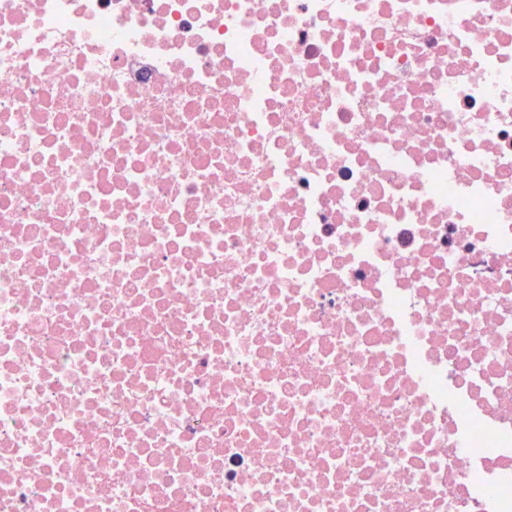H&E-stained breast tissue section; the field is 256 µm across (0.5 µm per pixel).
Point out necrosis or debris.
<instances>
[{
    "instance_id": "4bbe7bcc",
    "label": "necrosis or debris",
    "mask_w": 512,
    "mask_h": 512,
    "mask_svg": "<svg viewBox=\"0 0 512 512\" xmlns=\"http://www.w3.org/2000/svg\"><path fill=\"white\" fill-rule=\"evenodd\" d=\"M0 512H512V0H0Z\"/></svg>"
}]
</instances>
